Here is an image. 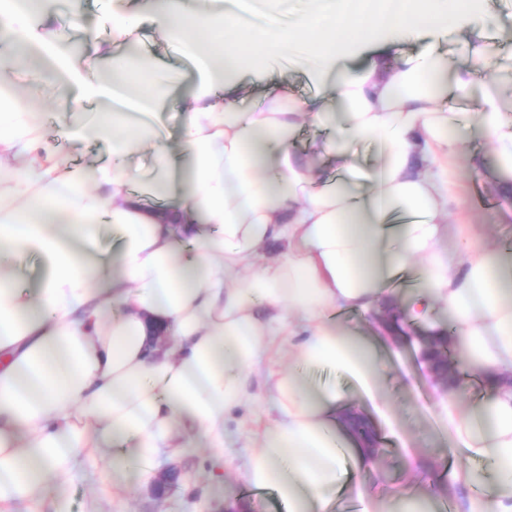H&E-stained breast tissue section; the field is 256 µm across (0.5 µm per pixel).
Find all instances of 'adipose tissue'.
Returning a JSON list of instances; mask_svg holds the SVG:
<instances>
[{"mask_svg":"<svg viewBox=\"0 0 512 512\" xmlns=\"http://www.w3.org/2000/svg\"><path fill=\"white\" fill-rule=\"evenodd\" d=\"M485 3L380 0L368 10L360 0H314L287 28L236 51L216 39L243 24L224 0H157L145 17L113 11L112 42L88 30L76 54L48 0H0V67L45 66L69 88L71 139L112 146L97 168L73 163L17 108L0 74V512L46 501L71 512L68 479L86 461L123 491L153 483L187 432L223 447L271 351L288 364L265 376L275 416L253 433L240 475L288 512H330L375 459L350 443L347 394L297 371L328 369L373 393L374 351L338 316L373 315L386 336L399 305L421 321L447 311L468 348L464 368L491 391L489 403L464 411L448 395L441 427L463 459L452 475L455 512H512V261L464 224L459 262L442 250L457 204L448 160L462 148L454 131L475 82V118L512 171ZM145 21L182 44L197 70L179 98V73L149 56L139 74L101 75ZM450 26L483 30L461 68L433 43L394 50ZM356 58L361 66L350 68ZM302 61L316 93L270 79L273 66ZM258 81L262 94L243 108ZM116 99L125 110L114 123L86 109ZM171 110L181 115L174 134L162 118ZM306 125L329 128L313 150L335 161V185H322L293 147ZM364 138L380 161L360 194L344 175L351 144ZM144 150L154 168L139 193L127 162ZM107 227L111 253L84 252ZM30 258L47 269L34 288L19 281Z\"/></svg>","mask_w":512,"mask_h":512,"instance_id":"1","label":"adipose tissue"}]
</instances>
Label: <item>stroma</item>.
<instances>
[{
  "label": "stroma",
  "instance_id": "stroma-1",
  "mask_svg": "<svg viewBox=\"0 0 512 512\" xmlns=\"http://www.w3.org/2000/svg\"><path fill=\"white\" fill-rule=\"evenodd\" d=\"M52 7L73 40H80L87 29L97 30L103 39H111L106 21L107 0H87L82 16H73L67 0H52ZM12 78L19 93H32V109L42 117V127L52 143L60 149L72 144L60 131L57 116L66 111L69 102L53 84L32 85L28 70L17 69ZM458 136L470 146L481 149L483 166L471 164L467 155H457L454 192L464 205L467 223L473 232L504 242L512 251V202L499 192L485 190L483 184L494 174V154L479 134L472 116H465L457 128ZM352 327L371 337L379 353L382 381L376 399L367 398L346 378L321 373L322 381L344 389L365 412L368 420L382 436L384 452L374 466L364 469L357 484L364 497L374 502L388 500L394 489L413 486L418 480L435 478L450 484V473L459 460L448 446L439 413L448 404V395L435 384L419 356L418 339L428 331H451L447 313L435 312L429 322L419 326L404 325L400 341L378 338L372 322L352 317ZM269 407L264 403H247L239 408L228 423L223 449L210 448L205 440L192 438L176 458L181 469L179 484L163 498H153L147 487L132 486L120 498H110L102 491L109 485V475L84 467L71 480L72 512H228L230 500H237L240 512H286L273 492L243 495L238 472L251 431L262 429ZM390 414L397 422L396 433H389L382 416Z\"/></svg>",
  "mask_w": 512,
  "mask_h": 512
}]
</instances>
